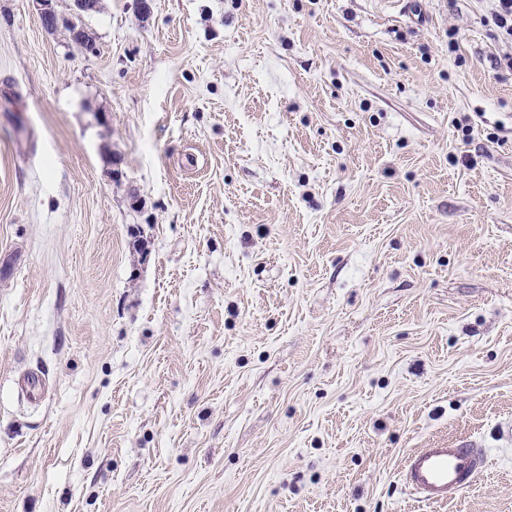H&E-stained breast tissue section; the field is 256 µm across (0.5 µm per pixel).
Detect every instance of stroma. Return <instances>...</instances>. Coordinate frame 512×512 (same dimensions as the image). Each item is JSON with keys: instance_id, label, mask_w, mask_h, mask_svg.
<instances>
[{"instance_id": "1", "label": "stroma", "mask_w": 512, "mask_h": 512, "mask_svg": "<svg viewBox=\"0 0 512 512\" xmlns=\"http://www.w3.org/2000/svg\"><path fill=\"white\" fill-rule=\"evenodd\" d=\"M148 2L90 53L0 0V512H512L481 0ZM461 440L487 469L418 501ZM487 465L486 455L470 441L453 447L419 448L404 461L401 477L420 501L446 502L470 485Z\"/></svg>"}]
</instances>
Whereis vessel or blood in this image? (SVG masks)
<instances>
[{
    "instance_id": "vessel-or-blood-1",
    "label": "vessel or blood",
    "mask_w": 512,
    "mask_h": 512,
    "mask_svg": "<svg viewBox=\"0 0 512 512\" xmlns=\"http://www.w3.org/2000/svg\"><path fill=\"white\" fill-rule=\"evenodd\" d=\"M487 465L481 448L469 441L444 448H421L404 461L401 477L420 501H448L470 485Z\"/></svg>"
}]
</instances>
